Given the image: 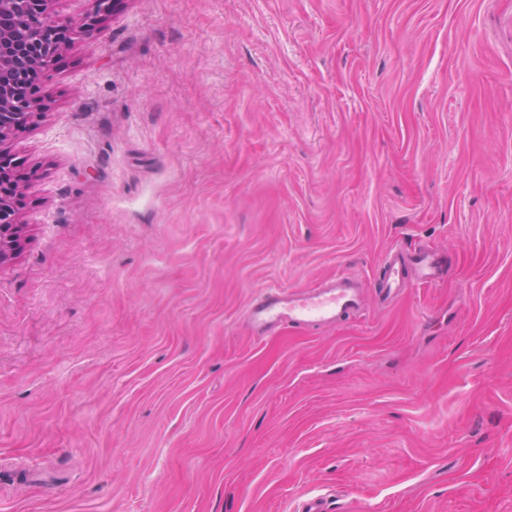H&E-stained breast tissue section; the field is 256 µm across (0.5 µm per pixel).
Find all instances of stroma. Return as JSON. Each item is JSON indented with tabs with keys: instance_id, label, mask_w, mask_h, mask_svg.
Here are the masks:
<instances>
[{
	"instance_id": "stroma-1",
	"label": "stroma",
	"mask_w": 512,
	"mask_h": 512,
	"mask_svg": "<svg viewBox=\"0 0 512 512\" xmlns=\"http://www.w3.org/2000/svg\"><path fill=\"white\" fill-rule=\"evenodd\" d=\"M6 143L0 512H512V0H52ZM447 278L384 306L393 247ZM347 269L360 318L253 338ZM15 212L16 210L12 216V224L0 226V263L19 249L21 225L14 222Z\"/></svg>"
}]
</instances>
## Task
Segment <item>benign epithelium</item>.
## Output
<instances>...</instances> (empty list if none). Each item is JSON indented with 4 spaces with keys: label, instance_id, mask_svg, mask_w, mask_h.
<instances>
[{
    "label": "benign epithelium",
    "instance_id": "7a95c632",
    "mask_svg": "<svg viewBox=\"0 0 512 512\" xmlns=\"http://www.w3.org/2000/svg\"><path fill=\"white\" fill-rule=\"evenodd\" d=\"M52 0H43L32 16L34 35L30 43L21 48L6 40L4 20L0 18V75L11 66L17 57L28 55L35 58V65L44 70L59 58L69 47L70 31L54 24L48 17ZM39 109L37 102L10 96L7 86L0 79V146L12 138L13 129L25 121H31ZM20 244V225L12 223L0 226V262L15 254Z\"/></svg>",
    "mask_w": 512,
    "mask_h": 512
}]
</instances>
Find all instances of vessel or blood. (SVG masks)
<instances>
[{
  "label": "vessel or blood",
  "instance_id": "b4317fda",
  "mask_svg": "<svg viewBox=\"0 0 512 512\" xmlns=\"http://www.w3.org/2000/svg\"><path fill=\"white\" fill-rule=\"evenodd\" d=\"M380 268L377 296L387 305L402 298L408 288L409 272H416L418 283L424 286H435L444 280L441 254L432 247L388 250L380 260ZM361 288L360 280L344 270L299 290L269 286L249 301L245 322L255 336H267L287 327L334 325L360 310Z\"/></svg>",
  "mask_w": 512,
  "mask_h": 512
}]
</instances>
